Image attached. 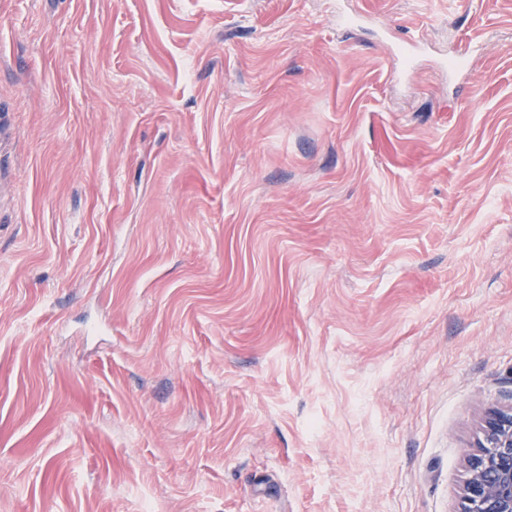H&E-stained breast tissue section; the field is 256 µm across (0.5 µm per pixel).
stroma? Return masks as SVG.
Instances as JSON below:
<instances>
[{
    "instance_id": "35a3bbf8",
    "label": "stroma",
    "mask_w": 512,
    "mask_h": 512,
    "mask_svg": "<svg viewBox=\"0 0 512 512\" xmlns=\"http://www.w3.org/2000/svg\"><path fill=\"white\" fill-rule=\"evenodd\" d=\"M512 404V0H0V512H457Z\"/></svg>"
}]
</instances>
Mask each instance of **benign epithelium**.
Listing matches in <instances>:
<instances>
[{"instance_id": "7a95c632", "label": "benign epithelium", "mask_w": 512, "mask_h": 512, "mask_svg": "<svg viewBox=\"0 0 512 512\" xmlns=\"http://www.w3.org/2000/svg\"><path fill=\"white\" fill-rule=\"evenodd\" d=\"M481 433L465 456L458 512H512V406L489 411Z\"/></svg>"}]
</instances>
